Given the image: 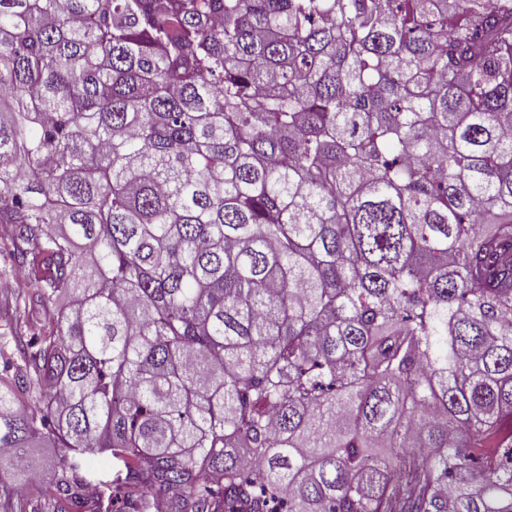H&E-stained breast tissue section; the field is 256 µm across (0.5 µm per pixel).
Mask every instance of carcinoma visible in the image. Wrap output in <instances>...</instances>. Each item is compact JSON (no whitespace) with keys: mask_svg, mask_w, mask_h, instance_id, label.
<instances>
[{"mask_svg":"<svg viewBox=\"0 0 512 512\" xmlns=\"http://www.w3.org/2000/svg\"><path fill=\"white\" fill-rule=\"evenodd\" d=\"M499 212L512 0H0V224L56 305L0 450L85 512H512Z\"/></svg>","mask_w":512,"mask_h":512,"instance_id":"1","label":"carcinoma"}]
</instances>
